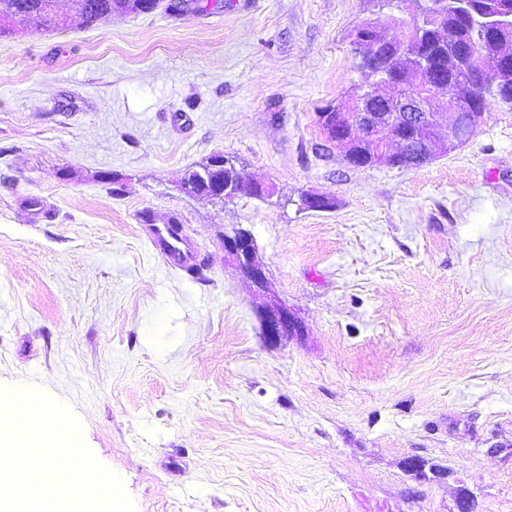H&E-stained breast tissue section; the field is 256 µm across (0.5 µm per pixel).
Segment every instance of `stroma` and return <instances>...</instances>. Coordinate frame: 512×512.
I'll return each instance as SVG.
<instances>
[{"label":"stroma","instance_id":"obj_1","mask_svg":"<svg viewBox=\"0 0 512 512\" xmlns=\"http://www.w3.org/2000/svg\"><path fill=\"white\" fill-rule=\"evenodd\" d=\"M199 2L0 39V387L62 404L137 512H512V112L422 167H352L317 114L392 9ZM216 153L274 194L183 193ZM232 224L268 289L225 261ZM278 303L303 336L268 341ZM153 243L168 266L188 269L197 263V255L191 245L181 235L180 224H154Z\"/></svg>","mask_w":512,"mask_h":512}]
</instances>
